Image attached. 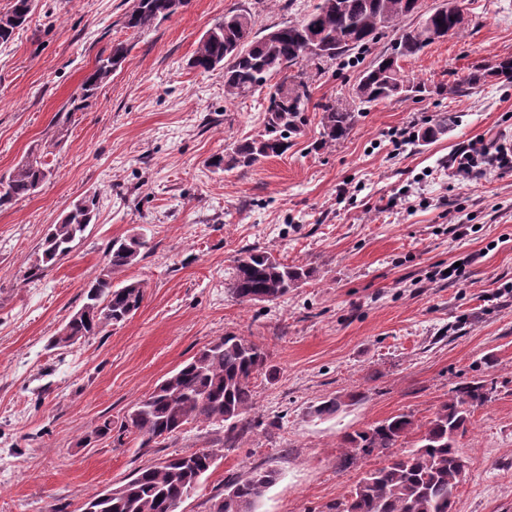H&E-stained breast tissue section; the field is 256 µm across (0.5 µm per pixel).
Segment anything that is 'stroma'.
<instances>
[{"label": "stroma", "instance_id": "1", "mask_svg": "<svg viewBox=\"0 0 512 512\" xmlns=\"http://www.w3.org/2000/svg\"><path fill=\"white\" fill-rule=\"evenodd\" d=\"M311 2L189 0L137 33L120 23L131 0H37L0 44V175L33 152L53 170L39 193L0 211V512H82L89 494L199 449L216 461L180 512H210L225 477L255 467L279 474L257 512H327L379 463L340 469L346 433L401 413L425 423L453 387L478 379L496 393L458 442L466 474L454 512H512V167L465 182L448 167L473 142L512 145V82L490 76L438 92L512 56V0H461V34L400 59L435 95L373 105L347 139L317 146L320 103L352 101L360 72L417 22L404 18L353 66L313 81L306 122L283 155L214 171L212 155L263 133L269 91L225 96L222 71L187 65L199 39L241 5L258 33ZM117 41L132 46L126 61L71 110ZM441 112L452 118L446 134L404 140ZM91 194L98 215L83 239L28 279L49 225ZM135 234L148 242L144 257L112 281H144L140 309L74 347H51L112 240ZM247 245L313 274L276 301L238 302L224 282ZM460 261L462 277H444ZM227 333L268 356L233 441L204 424L155 448L128 433L91 438ZM336 396V413L315 414Z\"/></svg>", "mask_w": 512, "mask_h": 512}]
</instances>
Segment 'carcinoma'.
I'll return each mask as SVG.
<instances>
[{
	"label": "carcinoma",
	"mask_w": 512,
	"mask_h": 512,
	"mask_svg": "<svg viewBox=\"0 0 512 512\" xmlns=\"http://www.w3.org/2000/svg\"><path fill=\"white\" fill-rule=\"evenodd\" d=\"M172 0H133L124 14V28L143 32L170 18ZM421 0H314L301 18L253 32L251 13L236 9L224 15L200 38L188 61L190 68L209 72L224 70V89L231 96L256 90L261 80L282 76L269 96L264 134L240 141L235 148L217 154L211 167L228 171L248 168L263 158L279 156L288 149V139L304 125L309 82L325 73L323 65L350 63L354 52H364L377 35L394 28L403 18L418 15L419 22L402 32L399 54L379 56L366 70L354 90L358 102L370 105L385 100L404 101L427 92L425 85L402 74L401 58H414L432 44L433 32L455 33L461 22L437 10L420 13ZM33 13L30 0H10L0 12V43L10 42ZM130 47L118 42L108 54L96 59L80 94L71 100L93 97L100 85L112 77L126 59ZM304 62L315 65V73L289 69ZM494 74L512 82V57L477 65L463 83L474 85ZM321 144L334 145L355 128L359 113L340 101L320 104ZM448 116L438 115L421 128L417 140L429 142L445 133ZM52 175L40 158L20 162L0 177V210L27 198ZM96 195L77 200L57 224H52L41 243V264L29 277L67 256L72 244L83 237L96 219ZM147 242L138 236L115 239L107 247L103 271L84 291L83 305L70 314L52 338L55 347L68 348L87 336L97 335L107 324L132 316L144 300L145 283L130 280L121 287L112 284V273L136 265ZM311 271L288 264L268 250L256 246L241 250L227 292L237 301L273 302L307 281ZM267 365V355L251 340L233 333L219 336L203 346L179 369L162 380L125 417L120 429L140 439V446L153 448L180 434L191 423L215 424L231 434L255 403L253 380ZM492 389L482 381H471L452 389L444 403L424 425L413 447L395 451L402 438L415 430L411 416H390L366 429L345 436L342 465L356 463L372 454L381 463L364 472L348 495L328 506V512H454L457 490L465 477L457 437L471 425L474 409L491 400ZM210 450L175 454L138 469L124 483L89 496L84 512H168L169 506L190 497L215 462ZM278 479L273 470L254 469L246 479L230 476L224 495L240 504L238 512H254V505Z\"/></svg>",
	"instance_id": "obj_1"
}]
</instances>
